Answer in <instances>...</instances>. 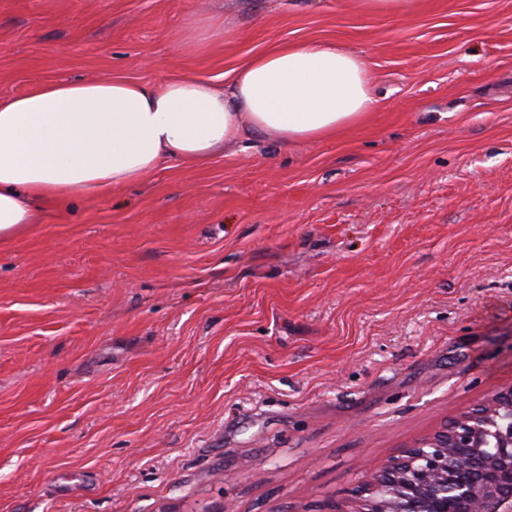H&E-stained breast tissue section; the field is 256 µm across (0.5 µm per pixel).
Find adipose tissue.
I'll return each instance as SVG.
<instances>
[{
  "instance_id": "1",
  "label": "adipose tissue",
  "mask_w": 512,
  "mask_h": 512,
  "mask_svg": "<svg viewBox=\"0 0 512 512\" xmlns=\"http://www.w3.org/2000/svg\"><path fill=\"white\" fill-rule=\"evenodd\" d=\"M375 104L365 61L324 42L253 56L221 90L196 76L37 85L0 101V243L38 223L46 203L201 163L244 137L282 146L332 137Z\"/></svg>"
}]
</instances>
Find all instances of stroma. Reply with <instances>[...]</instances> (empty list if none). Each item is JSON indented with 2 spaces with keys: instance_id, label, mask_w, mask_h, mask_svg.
Masks as SVG:
<instances>
[{
  "instance_id": "35a3bbf8",
  "label": "stroma",
  "mask_w": 512,
  "mask_h": 512,
  "mask_svg": "<svg viewBox=\"0 0 512 512\" xmlns=\"http://www.w3.org/2000/svg\"><path fill=\"white\" fill-rule=\"evenodd\" d=\"M378 104L47 205L0 247V512H327L512 385V0H0V100L226 86L284 42Z\"/></svg>"
}]
</instances>
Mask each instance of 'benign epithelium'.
<instances>
[{
  "mask_svg": "<svg viewBox=\"0 0 512 512\" xmlns=\"http://www.w3.org/2000/svg\"><path fill=\"white\" fill-rule=\"evenodd\" d=\"M348 512H512V386L383 465Z\"/></svg>",
  "mask_w": 512,
  "mask_h": 512,
  "instance_id": "benign-epithelium-1",
  "label": "benign epithelium"
}]
</instances>
